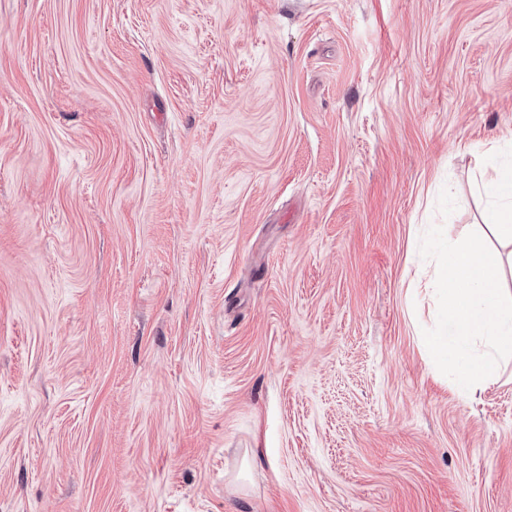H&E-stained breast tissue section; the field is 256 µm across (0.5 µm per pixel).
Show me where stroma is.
<instances>
[{
	"label": "stroma",
	"instance_id": "obj_1",
	"mask_svg": "<svg viewBox=\"0 0 512 512\" xmlns=\"http://www.w3.org/2000/svg\"><path fill=\"white\" fill-rule=\"evenodd\" d=\"M492 144L512 0H0V512H512L422 336Z\"/></svg>",
	"mask_w": 512,
	"mask_h": 512
}]
</instances>
